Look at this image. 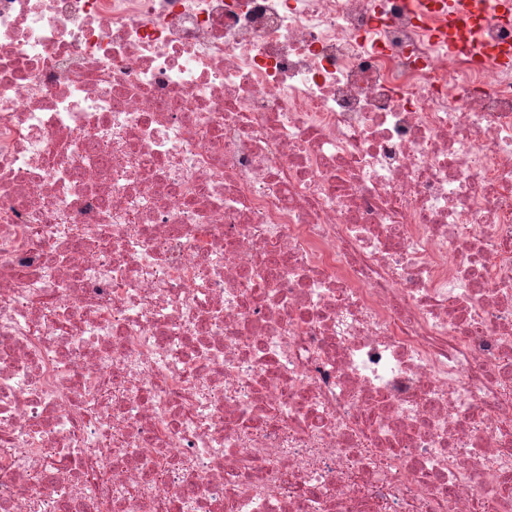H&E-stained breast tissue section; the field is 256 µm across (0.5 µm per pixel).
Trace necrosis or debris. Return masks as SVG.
<instances>
[{
  "instance_id": "obj_1",
  "label": "necrosis or debris",
  "mask_w": 512,
  "mask_h": 512,
  "mask_svg": "<svg viewBox=\"0 0 512 512\" xmlns=\"http://www.w3.org/2000/svg\"><path fill=\"white\" fill-rule=\"evenodd\" d=\"M497 10L0 0V512H512Z\"/></svg>"
}]
</instances>
